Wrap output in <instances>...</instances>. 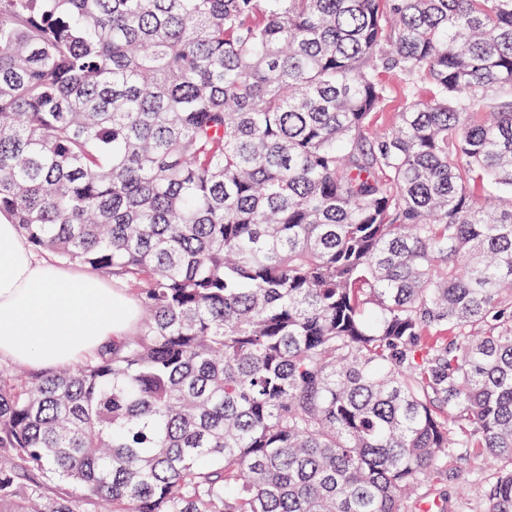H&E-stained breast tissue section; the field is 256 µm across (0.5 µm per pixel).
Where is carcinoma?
<instances>
[{
	"label": "carcinoma",
	"instance_id": "carcinoma-1",
	"mask_svg": "<svg viewBox=\"0 0 512 512\" xmlns=\"http://www.w3.org/2000/svg\"><path fill=\"white\" fill-rule=\"evenodd\" d=\"M0 214L141 312L0 364V512H512V0H0ZM383 81L389 87V95L384 106L379 111L378 125L382 128L387 127L397 112H401L405 104V84L404 80L391 73L383 75ZM491 473L489 464L481 456L466 460L448 456L444 474L433 483L436 501L444 494L453 505L447 512H480L484 481Z\"/></svg>",
	"mask_w": 512,
	"mask_h": 512
}]
</instances>
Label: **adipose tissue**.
Instances as JSON below:
<instances>
[{"instance_id":"obj_1","label":"adipose tissue","mask_w":512,"mask_h":512,"mask_svg":"<svg viewBox=\"0 0 512 512\" xmlns=\"http://www.w3.org/2000/svg\"><path fill=\"white\" fill-rule=\"evenodd\" d=\"M137 313L130 296L38 256L0 218V361L70 366L124 334Z\"/></svg>"}]
</instances>
